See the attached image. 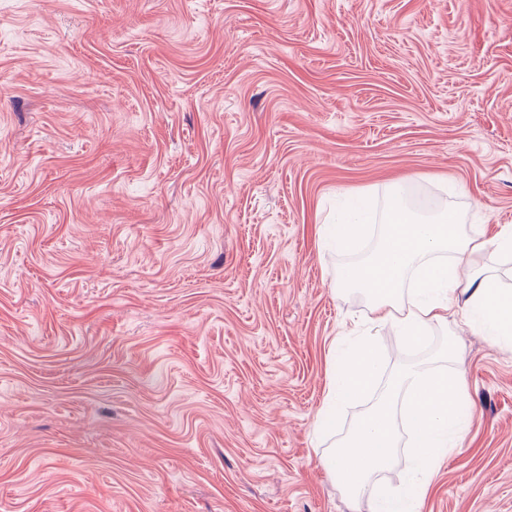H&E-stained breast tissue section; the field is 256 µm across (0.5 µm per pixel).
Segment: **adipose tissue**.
<instances>
[{
	"label": "adipose tissue",
	"mask_w": 512,
	"mask_h": 512,
	"mask_svg": "<svg viewBox=\"0 0 512 512\" xmlns=\"http://www.w3.org/2000/svg\"><path fill=\"white\" fill-rule=\"evenodd\" d=\"M403 194L402 184H394L381 223L372 220L371 197L359 194L342 222L323 225L325 245L338 253H358L369 238L379 239L372 254L340 271L337 287L363 292L373 326L394 329L409 346L447 323L448 301L458 294L465 297V322L481 324L494 342L512 344V289L499 288L496 274L481 260L491 248L512 252V227L489 242L464 232L456 210L414 216ZM374 340L371 334L359 337L342 354L331 379L332 407L374 392L383 368ZM332 407L324 411L322 424L334 422Z\"/></svg>",
	"instance_id": "1"
}]
</instances>
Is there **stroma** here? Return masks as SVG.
I'll use <instances>...</instances> for the list:
<instances>
[{"instance_id": "1", "label": "stroma", "mask_w": 512, "mask_h": 512, "mask_svg": "<svg viewBox=\"0 0 512 512\" xmlns=\"http://www.w3.org/2000/svg\"><path fill=\"white\" fill-rule=\"evenodd\" d=\"M396 179L512 225V0H0V512H353L318 227ZM448 311L377 338L465 376L421 512H512V346Z\"/></svg>"}]
</instances>
